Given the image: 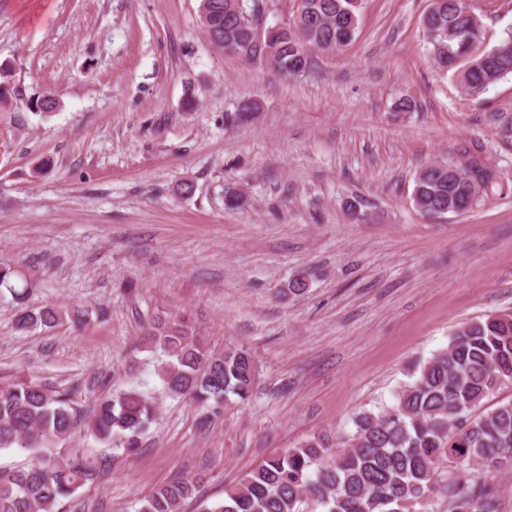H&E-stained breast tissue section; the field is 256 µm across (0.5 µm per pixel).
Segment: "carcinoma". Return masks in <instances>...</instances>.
Instances as JSON below:
<instances>
[{
  "label": "carcinoma",
  "instance_id": "obj_1",
  "mask_svg": "<svg viewBox=\"0 0 512 512\" xmlns=\"http://www.w3.org/2000/svg\"><path fill=\"white\" fill-rule=\"evenodd\" d=\"M264 0H201L211 44L293 78L314 67L315 52L335 53L356 37L360 0H303L284 25L264 26ZM466 0H432L422 19L433 62L456 73L470 96L512 75V36L479 51L484 26ZM512 191L496 159L472 140L449 146L448 160L423 166L412 194L429 217L462 215ZM0 287L18 306L20 331L81 323L84 312L26 306L29 284L17 265L0 266ZM141 341L156 355L162 393L189 399L203 424L224 402L253 396L260 364L244 343L215 349L187 312L151 320ZM512 386V312L459 326L448 345L415 365L394 401L353 418L343 435L315 433L267 458L215 504L202 498L204 475L181 474L144 497L135 512H500L494 478L512 471V401H485ZM156 400L136 388L94 406L87 430L96 442L133 456L154 422ZM82 417L72 392L32 382L0 385V448L24 463L0 467V512H65V501L109 463L71 442Z\"/></svg>",
  "mask_w": 512,
  "mask_h": 512
}]
</instances>
